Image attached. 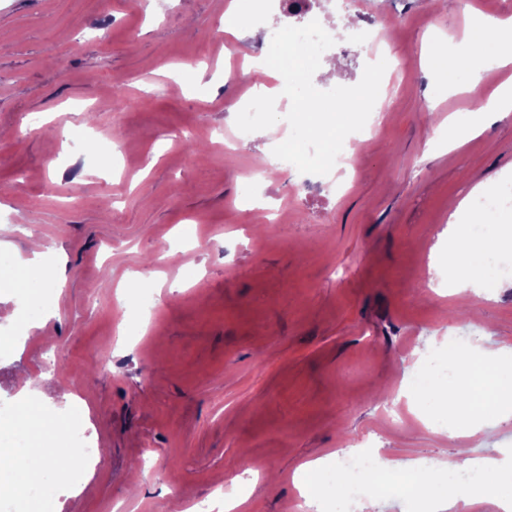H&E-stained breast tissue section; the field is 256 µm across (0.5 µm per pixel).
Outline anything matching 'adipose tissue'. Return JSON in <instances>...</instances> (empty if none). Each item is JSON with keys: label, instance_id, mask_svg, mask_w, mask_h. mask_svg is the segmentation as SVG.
<instances>
[{"label": "adipose tissue", "instance_id": "adipose-tissue-1", "mask_svg": "<svg viewBox=\"0 0 512 512\" xmlns=\"http://www.w3.org/2000/svg\"><path fill=\"white\" fill-rule=\"evenodd\" d=\"M473 32L444 54L433 45L435 55H447L445 89L455 91L478 84L489 66L512 63L506 46L491 47L488 31H512V18L474 14ZM512 113V82L499 84L485 102L456 113L448 121V142L459 146L486 132L493 117ZM498 187L482 182L458 201L450 215L452 250L448 264L454 276L450 294H461L467 283L497 288L507 283L497 264L501 255L512 253V217L505 215L496 199ZM483 197L485 207L470 214V199ZM45 254L34 250L30 259L16 262L0 251L12 290L23 298L29 320L44 323L57 314V296L65 286V273H52ZM412 411L431 430L452 438L489 433L493 421L512 419V355L488 357L480 347L452 348L435 363L409 370L399 390ZM16 422L11 438L0 443V476L25 467L27 512H54L62 485L71 483L70 473L77 451L69 439L82 425L80 414L60 416L37 399L26 397L12 411ZM307 504H326L337 512L341 499L394 501L401 512H453L458 502L494 500L500 512H512V462L494 456H479L471 449H457L453 458L424 463L387 454L352 457L350 466H329L319 457L304 464L297 483Z\"/></svg>", "mask_w": 512, "mask_h": 512}]
</instances>
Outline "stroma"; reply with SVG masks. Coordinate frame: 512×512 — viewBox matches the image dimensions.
<instances>
[{
    "label": "stroma",
    "instance_id": "1",
    "mask_svg": "<svg viewBox=\"0 0 512 512\" xmlns=\"http://www.w3.org/2000/svg\"><path fill=\"white\" fill-rule=\"evenodd\" d=\"M235 2L141 0L132 14L124 0H0V243L23 260L38 240L68 268L59 316L40 328L0 281V374L21 376L0 399L82 402L101 453L86 486L62 494L81 512H163L210 496L230 464L249 476L235 512H316L294 478L318 457L512 448V420L459 441L397 396L449 337L512 347V285L463 303L434 271L449 202L512 179V114L453 150L448 118L480 106L512 64L442 96L427 66L432 39L459 40L476 9L512 16V0H361L386 33L380 56L398 63L381 82L383 124L351 144L358 167L327 198L316 175L261 173L273 136L237 130L259 85L244 68L266 38L225 32ZM327 57L343 86L372 61L359 42ZM138 273L160 290L152 308L117 300ZM143 316L146 332L117 345L119 323ZM106 347L111 361L93 366Z\"/></svg>",
    "mask_w": 512,
    "mask_h": 512
}]
</instances>
